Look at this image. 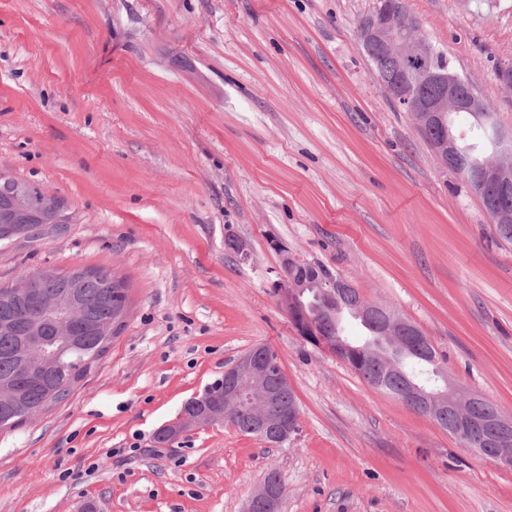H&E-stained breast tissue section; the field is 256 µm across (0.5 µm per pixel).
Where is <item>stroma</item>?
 I'll return each instance as SVG.
<instances>
[{"mask_svg":"<svg viewBox=\"0 0 512 512\" xmlns=\"http://www.w3.org/2000/svg\"><path fill=\"white\" fill-rule=\"evenodd\" d=\"M375 4L0 0V170L71 216L0 242V283L104 268L129 295L68 399L0 430V512H243L273 470L281 512H512V469L305 341L275 291L280 248L326 266L512 416V246L386 97L356 36ZM406 6L512 127V0ZM260 344L299 400L287 443L224 424L155 447Z\"/></svg>","mask_w":512,"mask_h":512,"instance_id":"1","label":"stroma"}]
</instances>
